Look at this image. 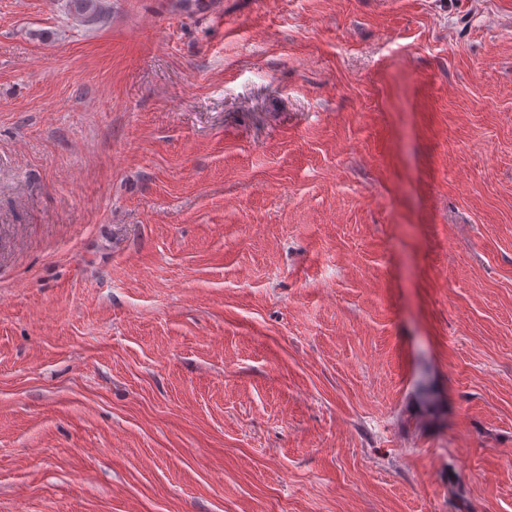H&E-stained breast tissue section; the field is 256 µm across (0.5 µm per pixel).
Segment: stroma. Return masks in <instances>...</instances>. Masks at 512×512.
I'll return each instance as SVG.
<instances>
[{
	"label": "stroma",
	"instance_id": "1",
	"mask_svg": "<svg viewBox=\"0 0 512 512\" xmlns=\"http://www.w3.org/2000/svg\"><path fill=\"white\" fill-rule=\"evenodd\" d=\"M0 0V512H512V0ZM167 9L174 14H191L204 10L211 16L224 17L223 0H174L167 2Z\"/></svg>",
	"mask_w": 512,
	"mask_h": 512
}]
</instances>
